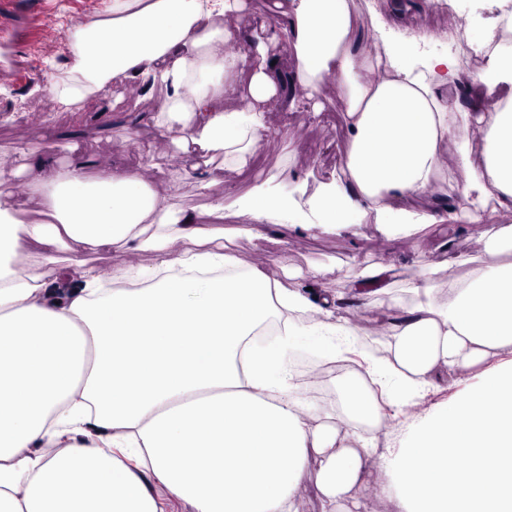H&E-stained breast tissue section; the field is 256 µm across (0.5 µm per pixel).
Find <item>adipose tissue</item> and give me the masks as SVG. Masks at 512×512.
<instances>
[{
	"mask_svg": "<svg viewBox=\"0 0 512 512\" xmlns=\"http://www.w3.org/2000/svg\"><path fill=\"white\" fill-rule=\"evenodd\" d=\"M488 2L489 16L470 18L486 31L474 47L485 67L469 75L459 55L416 54L433 36L407 22L457 0H389L368 15L361 0H269L266 22L232 54L227 24L242 22L247 0H112L110 19L74 32L72 75L49 90L67 108L115 80L162 89L152 125L197 172L245 167L275 141L294 148L288 129L266 124L264 104L305 98L321 112V83L333 77L347 149L314 195L316 228L333 234L371 214L393 216L386 232L408 236L481 224L512 212V99L466 107L448 91L466 79L512 85V0ZM281 43L293 73L270 52ZM236 81L249 112L221 102ZM454 140L482 145L481 162L460 153L455 181L440 167ZM16 154L42 216L21 219L0 183V512H165L169 500L193 512H298L314 462L324 512H359L362 428L385 427V406L351 384L338 418L295 381L291 353L357 354L401 410L435 387L439 368L467 370L512 346L511 224L488 230V262L467 281L453 273L463 256L407 272L350 267V288L401 312L379 355L335 296L238 263L223 198L196 212L137 169L90 175L27 143ZM235 203L254 224L294 220L290 198L263 183ZM112 248L152 252L155 263L103 288L85 256ZM401 281L411 306L393 292ZM461 457L467 468H455ZM386 473L377 491L400 512H512V363L487 372L469 401L410 417Z\"/></svg>",
	"mask_w": 512,
	"mask_h": 512,
	"instance_id": "ef3b65f1",
	"label": "adipose tissue"
}]
</instances>
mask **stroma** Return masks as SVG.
Returning a JSON list of instances; mask_svg holds the SVG:
<instances>
[{
  "mask_svg": "<svg viewBox=\"0 0 512 512\" xmlns=\"http://www.w3.org/2000/svg\"><path fill=\"white\" fill-rule=\"evenodd\" d=\"M111 0H16L0 9V178L5 179L26 208L35 209L26 176L16 174L14 149L32 143L60 163L72 158L93 160L147 171L153 185L177 186L184 206L200 209L211 196L239 194L271 176L280 181H303L306 203L319 183L335 171L346 144L342 106L336 101V83H323L331 101L323 112H308L304 104L288 107L280 100L266 105L265 120L274 128L288 127L300 146L295 163L281 149H266L240 171L213 169L208 189L185 174L175 146L151 125L161 91L138 96L130 84L113 83L109 91L89 100L75 112L59 110L45 88L59 74H67L71 56L64 50L75 21L106 17ZM224 225L238 229L231 245L244 264L257 265L286 287L312 286L334 293L340 315L358 320L371 346L384 348L390 339L383 312H369L346 284L350 264H390L412 267L420 254L442 260L465 255L482 261L487 224H434L418 235L391 238L380 230L375 217H367L356 232L328 235L320 231L296 233L290 225H249L247 217L226 212ZM288 255L296 272L285 278L278 263ZM322 268L314 276V268ZM478 383L476 370H440L438 386L418 405L419 414L469 398Z\"/></svg>",
  "mask_w": 512,
  "mask_h": 512,
  "instance_id": "obj_1",
  "label": "stroma"
}]
</instances>
